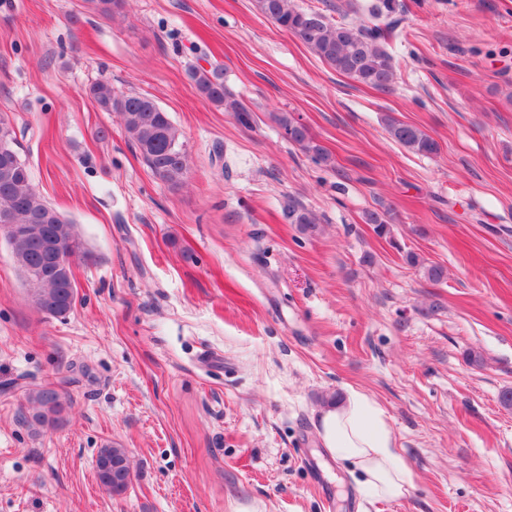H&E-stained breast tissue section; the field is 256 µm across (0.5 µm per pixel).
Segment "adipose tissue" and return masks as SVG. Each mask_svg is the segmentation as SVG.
<instances>
[{"label": "adipose tissue", "instance_id": "obj_1", "mask_svg": "<svg viewBox=\"0 0 512 512\" xmlns=\"http://www.w3.org/2000/svg\"><path fill=\"white\" fill-rule=\"evenodd\" d=\"M323 448L341 462L363 491L396 500L414 486V472L396 451L384 410L368 394L351 389L317 411Z\"/></svg>", "mask_w": 512, "mask_h": 512}]
</instances>
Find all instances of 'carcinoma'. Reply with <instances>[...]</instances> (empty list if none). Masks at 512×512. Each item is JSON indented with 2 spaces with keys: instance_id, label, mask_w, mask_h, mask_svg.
<instances>
[{
  "instance_id": "obj_1",
  "label": "carcinoma",
  "mask_w": 512,
  "mask_h": 512,
  "mask_svg": "<svg viewBox=\"0 0 512 512\" xmlns=\"http://www.w3.org/2000/svg\"><path fill=\"white\" fill-rule=\"evenodd\" d=\"M88 8L111 17L123 11L126 0H85ZM259 12L306 45L323 63L340 75L372 89L386 92L395 79L393 56L386 44L387 29L381 20L393 11L391 0H374L367 6L371 24L357 27L333 23L318 11L296 6L292 0H257ZM190 78L208 102L232 112L237 120L249 122L250 109L224 86V68L198 66ZM89 94L100 110L120 113L128 136L151 171L169 187L184 182L188 157L179 141V131L166 112L152 98L140 94L118 95L108 81L89 87ZM289 141L299 145L319 165L331 166V155L316 142L308 129L281 113L274 116ZM386 131L391 139L424 156L438 151L437 142L420 128L389 118ZM13 128L0 122V225L45 224L54 239L67 244L71 252L79 249L75 227L34 189L28 165L13 148ZM283 211L291 224L303 231H317L316 217L292 196L284 198ZM10 246L33 303L43 313L63 316L73 307L76 283L72 274L53 272L54 264L44 252L40 236L0 233ZM31 411L23 416L27 426L37 432L61 419L67 404L64 394L54 388L39 387L28 392ZM128 456L117 443H108L98 452L96 478L111 495L126 491Z\"/></svg>"
}]
</instances>
